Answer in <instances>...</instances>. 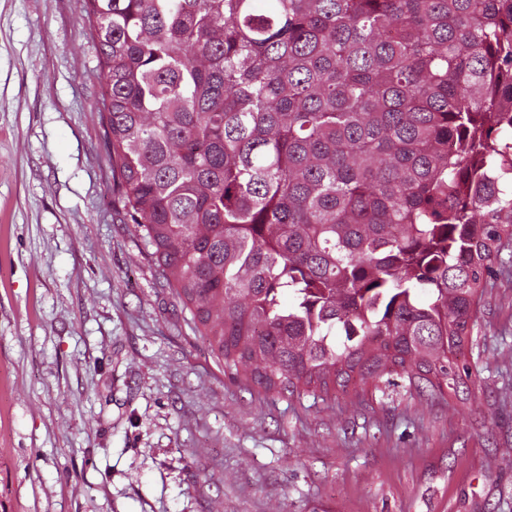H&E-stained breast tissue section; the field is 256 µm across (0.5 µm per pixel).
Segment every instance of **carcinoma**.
Returning a JSON list of instances; mask_svg holds the SVG:
<instances>
[{"mask_svg": "<svg viewBox=\"0 0 512 512\" xmlns=\"http://www.w3.org/2000/svg\"><path fill=\"white\" fill-rule=\"evenodd\" d=\"M82 12L115 203L217 367L458 393L512 241V0Z\"/></svg>", "mask_w": 512, "mask_h": 512, "instance_id": "cac0c4a2", "label": "carcinoma"}]
</instances>
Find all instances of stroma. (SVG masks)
Segmentation results:
<instances>
[{
	"mask_svg": "<svg viewBox=\"0 0 512 512\" xmlns=\"http://www.w3.org/2000/svg\"><path fill=\"white\" fill-rule=\"evenodd\" d=\"M79 0H0V512H512V245L441 400L219 370L114 203Z\"/></svg>",
	"mask_w": 512,
	"mask_h": 512,
	"instance_id": "obj_1",
	"label": "stroma"
}]
</instances>
